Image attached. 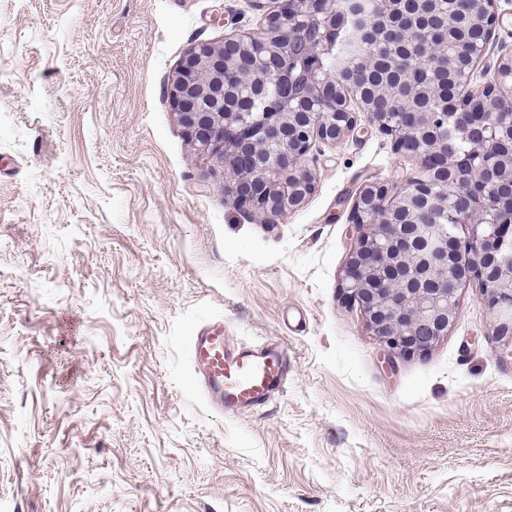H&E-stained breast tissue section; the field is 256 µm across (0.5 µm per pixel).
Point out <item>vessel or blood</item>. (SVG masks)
Listing matches in <instances>:
<instances>
[{"mask_svg":"<svg viewBox=\"0 0 512 512\" xmlns=\"http://www.w3.org/2000/svg\"><path fill=\"white\" fill-rule=\"evenodd\" d=\"M188 360L197 389L219 412H237L264 403L283 383L288 363L274 343L232 347L222 323L203 326L194 336Z\"/></svg>","mask_w":512,"mask_h":512,"instance_id":"vessel-or-blood-1","label":"vessel or blood"}]
</instances>
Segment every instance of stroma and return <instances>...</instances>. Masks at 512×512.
Instances as JSON below:
<instances>
[{
	"label": "stroma",
	"mask_w": 512,
	"mask_h": 512,
	"mask_svg": "<svg viewBox=\"0 0 512 512\" xmlns=\"http://www.w3.org/2000/svg\"><path fill=\"white\" fill-rule=\"evenodd\" d=\"M252 0H0V512H512V355L477 284L383 363L339 290L350 198L416 171L359 115L268 224L224 194L167 85ZM282 344L262 406L213 414L187 342Z\"/></svg>",
	"instance_id": "stroma-1"
}]
</instances>
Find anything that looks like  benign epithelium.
Masks as SVG:
<instances>
[{
	"label": "benign epithelium",
	"instance_id": "7a95c632",
	"mask_svg": "<svg viewBox=\"0 0 512 512\" xmlns=\"http://www.w3.org/2000/svg\"><path fill=\"white\" fill-rule=\"evenodd\" d=\"M262 12L256 32L189 47L169 80V97L185 136L225 164L224 193L268 223L303 206L316 190L312 145L334 144L357 127L356 112L392 139L418 170L401 187L371 182L349 211L356 233L340 288L357 304L385 348L384 363L408 350L427 351L448 335L461 288L475 283L493 315L492 335L512 348V53L493 71H476L498 22L495 0H464L483 38L467 46L471 60L457 127L465 146L426 136L448 129V107L412 120L365 102L344 66L334 63L348 15L335 0H253ZM446 31L426 32L417 69L434 70ZM412 143L410 152L406 145ZM453 171L437 177L439 165Z\"/></svg>",
	"mask_w": 512,
	"mask_h": 512
}]
</instances>
